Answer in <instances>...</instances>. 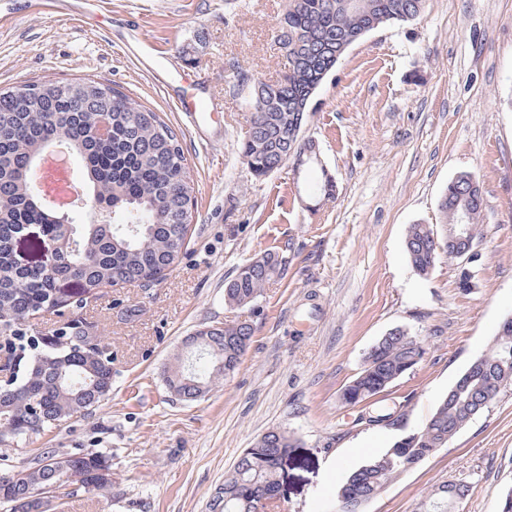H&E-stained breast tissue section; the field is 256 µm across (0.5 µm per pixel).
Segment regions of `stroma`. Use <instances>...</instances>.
<instances>
[{
	"label": "stroma",
	"instance_id": "1",
	"mask_svg": "<svg viewBox=\"0 0 512 512\" xmlns=\"http://www.w3.org/2000/svg\"><path fill=\"white\" fill-rule=\"evenodd\" d=\"M287 0H110L112 27L38 12L0 27V88L92 78L152 108L177 133L197 200L178 266L151 289H103L82 315L112 350V393L13 451L22 467L40 449L107 456L111 488L77 490L54 512H210L214 492L270 430L298 441L281 494L266 512H336L347 472L419 429L458 376L512 317V0H426L408 23L380 26L349 47L312 96L304 137L318 162L286 164L255 180L238 156L247 129L234 70L276 80L288 62L275 41ZM151 39L169 67L192 66L222 104V137L200 141L169 96L135 61ZM336 183L320 201L322 171ZM479 181L484 208L462 290L454 266L419 275L404 248L413 224L439 221L458 172ZM286 256L283 275L245 317L252 343L234 376L185 403L163 370L182 339L235 313L224 281L264 251ZM406 327L420 364L372 397L402 406L396 425L359 423L341 392L369 348ZM464 481L458 512H499L512 488V390L364 512H418L436 486Z\"/></svg>",
	"mask_w": 512,
	"mask_h": 512
}]
</instances>
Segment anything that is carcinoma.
<instances>
[{
	"label": "carcinoma",
	"mask_w": 512,
	"mask_h": 512,
	"mask_svg": "<svg viewBox=\"0 0 512 512\" xmlns=\"http://www.w3.org/2000/svg\"><path fill=\"white\" fill-rule=\"evenodd\" d=\"M425 0H297L278 21L276 40L286 51L288 68L274 87L259 81L248 94L233 92L249 110L248 128L238 154L251 175L262 180L280 158L312 163L294 134L305 125L304 100L313 95L343 55L344 43H355L371 30L416 19ZM0 89V326L31 329L41 314H74L97 300L106 287L137 283L156 285L180 262L195 206L186 157L175 131L154 110L133 102L120 89L95 79ZM109 111L112 129L106 139L95 135L102 111ZM62 143L81 166L90 203L100 217L82 224L50 205L34 186L31 173L41 154ZM483 195L471 173L448 182L439 203L440 225L412 224L405 250L415 271L429 275L443 256L457 262L459 287L468 290L469 269L461 253L480 235ZM464 223L465 242L444 241V231ZM40 235L29 240L30 252L52 249L48 265L27 263L16 252L18 237L29 226ZM285 270L283 256L268 250L238 267L224 287V303L232 310L252 307L266 284ZM78 285L76 301L59 293L63 283ZM254 328L236 317L224 321L221 336L187 367L179 356L164 372L167 388L189 395L198 386L234 375L250 347ZM68 343L40 358L31 356L18 385L0 387V453L9 440L20 446L78 415L98 409L112 393V351L89 332L67 328ZM422 342L408 328L382 336L365 354L360 373L342 398L360 403L391 385L424 358ZM512 390V317L448 389L427 421L374 458L353 470L337 493V512H364L380 488L414 469L448 440L466 429ZM297 447L286 431L272 430L243 451L224 476L222 512H254L262 500L281 492L284 459ZM78 468L87 488L107 482L111 465L96 452H44L25 467V479L0 485V502L13 512H29V500L52 493L56 473ZM468 485L449 482L435 487L420 512H455Z\"/></svg>",
	"instance_id": "obj_1"
}]
</instances>
